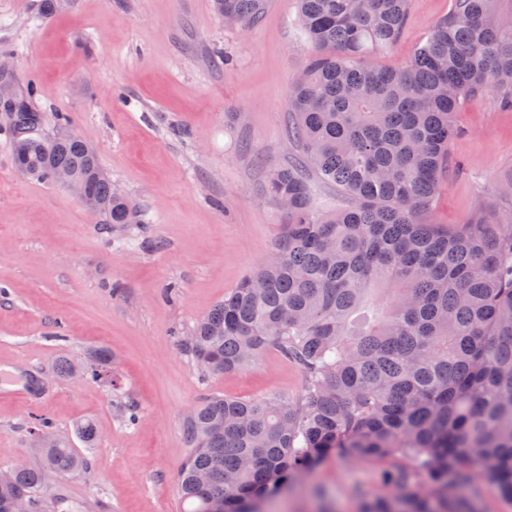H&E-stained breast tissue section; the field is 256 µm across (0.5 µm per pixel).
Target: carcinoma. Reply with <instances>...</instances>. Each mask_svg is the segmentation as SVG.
I'll return each mask as SVG.
<instances>
[{"instance_id": "cac0c4a2", "label": "carcinoma", "mask_w": 512, "mask_h": 512, "mask_svg": "<svg viewBox=\"0 0 512 512\" xmlns=\"http://www.w3.org/2000/svg\"><path fill=\"white\" fill-rule=\"evenodd\" d=\"M503 0H455L401 69L366 58L402 34L409 0H299L313 46L289 94L299 162L267 178L288 211L274 257L195 324L181 346L208 375L241 371L275 351L303 377L295 397L211 395L182 422L190 453L178 474L187 512H267L266 504L338 454L387 464L363 512H480L475 473L512 501V222L429 221L461 101L490 91L512 103V14ZM267 0H213L229 25L257 24ZM34 88L6 113L19 171H59L87 189L105 224L141 223L95 152L66 131L31 135ZM349 205L323 213L307 175ZM111 354L62 376L98 380ZM40 463L0 471V512L26 497L47 509L53 476L86 458L35 419Z\"/></svg>"}]
</instances>
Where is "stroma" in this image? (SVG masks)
Returning a JSON list of instances; mask_svg holds the SVG:
<instances>
[{
	"label": "stroma",
	"instance_id": "obj_1",
	"mask_svg": "<svg viewBox=\"0 0 512 512\" xmlns=\"http://www.w3.org/2000/svg\"><path fill=\"white\" fill-rule=\"evenodd\" d=\"M455 0H410L402 35L369 56L399 69ZM39 0H0V61L35 85L39 132L70 117L104 173L138 204L142 224L115 227L68 190L22 175L0 112V469L36 462L31 428L49 419L80 446L87 472L58 477L47 512H183L177 478L189 450L182 419L207 395L301 392L297 368L267 352L247 370L206 376L179 341L268 261L282 213L268 172L297 164L289 91L313 48L297 0H269L261 22L225 25L212 0H75L45 17ZM431 219L512 217V107L464 100ZM112 353L97 381L58 376L66 358ZM138 412L126 425L125 406ZM96 423L80 444L76 427ZM382 466L330 457L274 512H359Z\"/></svg>",
	"mask_w": 512,
	"mask_h": 512
}]
</instances>
